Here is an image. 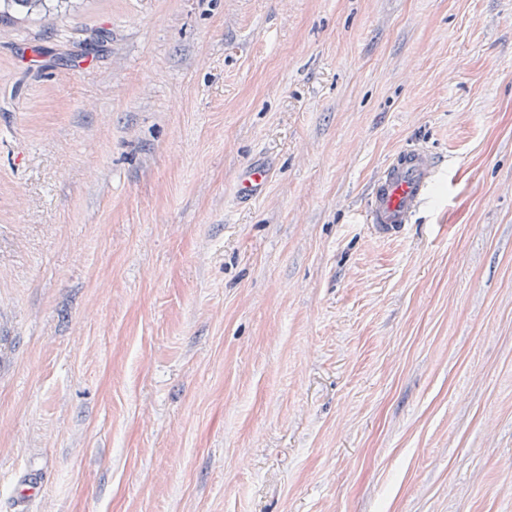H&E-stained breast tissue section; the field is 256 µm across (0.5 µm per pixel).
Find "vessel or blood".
<instances>
[{
  "mask_svg": "<svg viewBox=\"0 0 512 512\" xmlns=\"http://www.w3.org/2000/svg\"><path fill=\"white\" fill-rule=\"evenodd\" d=\"M434 162L428 153L406 149L387 165L371 191L366 220L383 238L399 236L419 207L432 182ZM268 178L266 168L248 166L240 175V196L256 194Z\"/></svg>",
  "mask_w": 512,
  "mask_h": 512,
  "instance_id": "b4317fda",
  "label": "vessel or blood"
}]
</instances>
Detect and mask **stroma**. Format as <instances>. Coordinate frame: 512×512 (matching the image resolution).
<instances>
[{"label": "stroma", "instance_id": "obj_1", "mask_svg": "<svg viewBox=\"0 0 512 512\" xmlns=\"http://www.w3.org/2000/svg\"><path fill=\"white\" fill-rule=\"evenodd\" d=\"M0 512H512V0L6 12ZM434 162L428 153L406 149L387 165L373 184L366 220L383 238L399 236L432 182ZM268 178L266 168L260 165L248 166L240 175L237 183L238 193L241 197H251L265 184Z\"/></svg>", "mask_w": 512, "mask_h": 512}]
</instances>
